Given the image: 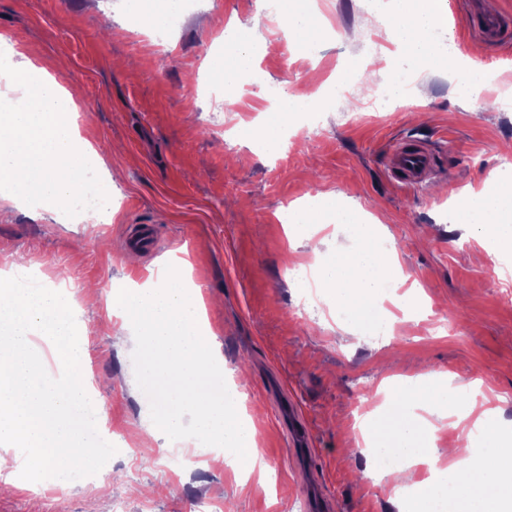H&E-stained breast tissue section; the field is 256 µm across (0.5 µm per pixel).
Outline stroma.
Returning a JSON list of instances; mask_svg holds the SVG:
<instances>
[{"label":"stroma","mask_w":512,"mask_h":512,"mask_svg":"<svg viewBox=\"0 0 512 512\" xmlns=\"http://www.w3.org/2000/svg\"><path fill=\"white\" fill-rule=\"evenodd\" d=\"M328 27L312 53L281 59L264 52L259 81L238 92L233 112L210 86L205 65L225 24L252 20L254 0H194L179 22L148 36L118 9L119 0H0V33L32 62L55 74L79 107L81 135L111 158L119 178L104 185L108 224L38 215L0 203V272L26 252L25 274L62 287L74 312L81 374L98 426L118 452L108 480L30 482L20 467L0 472L10 482L0 512H310L318 494L324 512H400L382 483L359 480L368 462L356 423L372 410L386 374L448 373L454 387L481 385L491 407L512 423V254L482 244L465 224L448 220V198L481 188L498 171L512 142V51L498 53L481 37L454 31L458 52L486 73L471 102L451 71L414 76L418 105L384 109L370 89L388 81L401 59L386 27L370 23L373 0H317ZM366 59L359 80L342 89L336 75L349 56ZM316 73L331 94L314 114H301L288 152L248 157L243 139L227 135L233 119L253 121L280 87L314 92ZM417 139L435 153L437 172L403 187L390 176L396 140ZM321 193L378 216L407 276L384 288L390 330L345 334L336 310L302 315L311 295L301 232L279 219L282 208ZM151 228L152 245L133 249L136 229ZM182 257L192 265L219 343L217 363L236 401L252 410L260 459L270 479H245L214 458L175 471L160 443L138 444L151 424L150 403L135 378L134 346L117 327L121 288ZM70 272L65 284L56 268ZM423 308L408 317L393 306L410 288ZM308 439L303 459L290 443L289 414Z\"/></svg>","instance_id":"1"}]
</instances>
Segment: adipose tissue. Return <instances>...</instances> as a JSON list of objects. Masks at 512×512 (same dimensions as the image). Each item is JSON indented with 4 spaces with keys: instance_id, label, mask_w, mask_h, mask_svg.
<instances>
[{
    "instance_id": "obj_1",
    "label": "adipose tissue",
    "mask_w": 512,
    "mask_h": 512,
    "mask_svg": "<svg viewBox=\"0 0 512 512\" xmlns=\"http://www.w3.org/2000/svg\"><path fill=\"white\" fill-rule=\"evenodd\" d=\"M274 8L280 28L299 49L312 48L324 36L326 28L315 6L275 0ZM383 15L401 52L418 68L458 65L454 42L428 39L429 33L446 30L448 0H385ZM261 41L258 26L230 21L224 28L223 52L210 66L215 81L230 89L241 74L255 69L254 49ZM14 70L20 77L18 95L0 108V199L31 202L52 213L60 203L79 200L87 178L98 176L107 165L89 141L59 122V113L75 111L76 106L57 80L23 51ZM306 103L304 96L283 93L275 111L260 113L237 133L253 154L275 155L292 114ZM452 220L473 225L478 236L492 238L500 250L512 252V187L468 190ZM345 224L353 244L337 248L320 266L319 277L337 307L359 321L401 271L378 251L375 225L355 223L350 216ZM378 393L384 405L398 404L400 413L376 417L366 437L408 459V466L390 469L385 476L394 488L416 489L412 512H437L447 501L457 512H512V478L504 470L506 461L512 460V438L502 437L486 400L461 402L441 372L391 375L382 380ZM451 416L463 423L464 430L443 450L435 443L433 421ZM418 464L434 472V479H417Z\"/></svg>"
}]
</instances>
